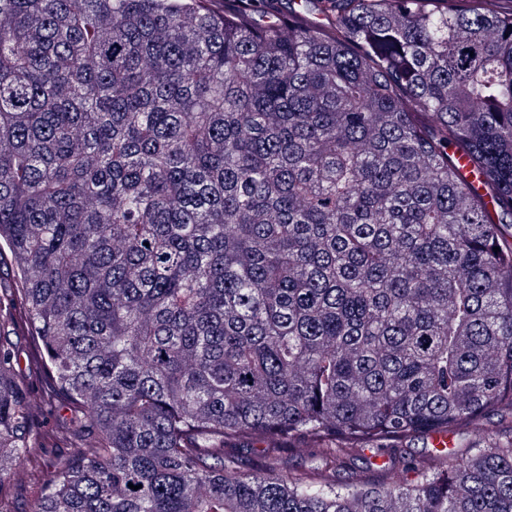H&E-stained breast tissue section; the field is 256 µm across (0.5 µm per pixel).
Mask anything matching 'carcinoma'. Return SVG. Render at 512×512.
<instances>
[{
  "label": "carcinoma",
  "mask_w": 512,
  "mask_h": 512,
  "mask_svg": "<svg viewBox=\"0 0 512 512\" xmlns=\"http://www.w3.org/2000/svg\"><path fill=\"white\" fill-rule=\"evenodd\" d=\"M263 2L0 0V512H512V0Z\"/></svg>",
  "instance_id": "obj_1"
}]
</instances>
